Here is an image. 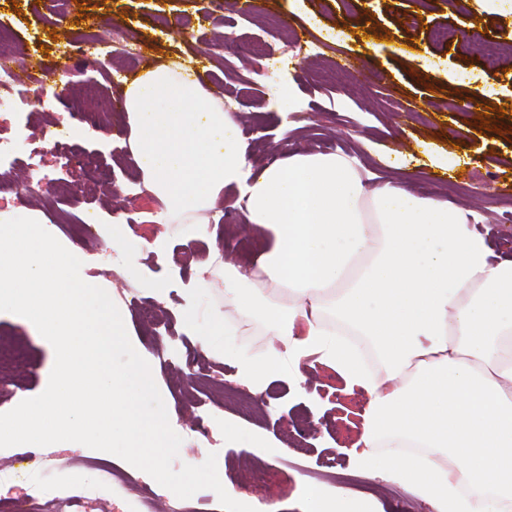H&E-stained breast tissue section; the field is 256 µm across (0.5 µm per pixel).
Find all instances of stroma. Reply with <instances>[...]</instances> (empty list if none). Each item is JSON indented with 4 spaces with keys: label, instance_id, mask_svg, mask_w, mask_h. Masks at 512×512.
<instances>
[{
    "label": "stroma",
    "instance_id": "stroma-1",
    "mask_svg": "<svg viewBox=\"0 0 512 512\" xmlns=\"http://www.w3.org/2000/svg\"><path fill=\"white\" fill-rule=\"evenodd\" d=\"M254 12L236 9L211 12L210 0H0V29L9 34L8 48L29 63L69 70L53 104L36 101L19 114L0 117V133L35 135L72 121L83 101H111L122 96L109 69L139 77L157 64L182 63L194 73L208 74L207 87L227 109L241 113L240 134L254 167L271 165L296 152L357 155L378 177L405 185L418 195H439L472 207L474 188L485 191L480 203L485 227H499L489 237L493 254L506 252L512 242V59L495 69L471 53L485 41L512 45V0L501 13L481 11L477 0H260ZM305 30L322 44L307 55L286 44V28ZM186 29L199 36L228 31L231 50L204 51L184 42ZM120 32L136 43L140 54L128 60L114 54L104 60L92 52L72 50L105 33ZM291 84L301 108L282 117L274 101L284 84ZM489 108L492 127L473 102ZM93 136H71L62 145L45 140L46 159L58 150L88 156L100 174L99 183L85 184L70 195L78 173L66 183L49 182L30 194L27 217L36 219L63 245L79 248L83 277L110 289L137 352L148 355L153 378L165 402L169 422L182 432L187 409L205 418V443L217 455L224 487L235 489L236 500L252 507L279 504L280 512H308L306 488L343 490L365 512H418L419 499L395 482L385 493H374L377 478L364 473L351 454L362 433L368 397L359 388L346 389L335 369L318 356L304 359L302 380L274 375L263 392L243 383L237 359H260L269 351L264 330L224 307V266L216 253L255 260L260 245L229 234L236 224L233 210H224L210 239L184 237L182 225L136 224L129 234L168 241L164 254L144 251L138 278L122 271L105 274L100 261L112 234L109 217L123 213L135 184L141 183L140 163L126 145L130 129L123 112L92 125ZM117 182L122 198L103 193V184ZM94 222L88 234L76 232L80 218ZM168 283L157 297L150 281ZM195 282L196 318L183 315L181 286ZM151 307L144 315L143 307ZM225 310L236 322L233 336L203 340L213 311ZM0 342L25 346L23 363L0 373V413L40 394L54 365V350L27 319L0 312ZM232 425L234 438L224 436ZM319 427L312 439L306 426ZM275 438L284 446L278 455L254 447L259 438ZM11 468L0 471V487L19 498L21 506L37 505L49 512L42 495L44 474L33 459L62 468L74 483H83L99 466L119 471L128 481L145 482L143 471L121 458L74 442L47 447L19 445L0 450ZM266 468L280 478L276 487L241 492V465Z\"/></svg>",
    "mask_w": 512,
    "mask_h": 512
}]
</instances>
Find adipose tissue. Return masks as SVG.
<instances>
[{"instance_id": "obj_1", "label": "adipose tissue", "mask_w": 512, "mask_h": 512, "mask_svg": "<svg viewBox=\"0 0 512 512\" xmlns=\"http://www.w3.org/2000/svg\"><path fill=\"white\" fill-rule=\"evenodd\" d=\"M130 148L162 223L205 238L227 193L259 226L253 271L224 261V305L287 340L240 377L300 376L312 353L369 396L357 460L432 512L512 502V260L478 213L377 180L358 157L295 153L254 169L240 116L186 68L125 85ZM387 445L384 455L374 448Z\"/></svg>"}]
</instances>
